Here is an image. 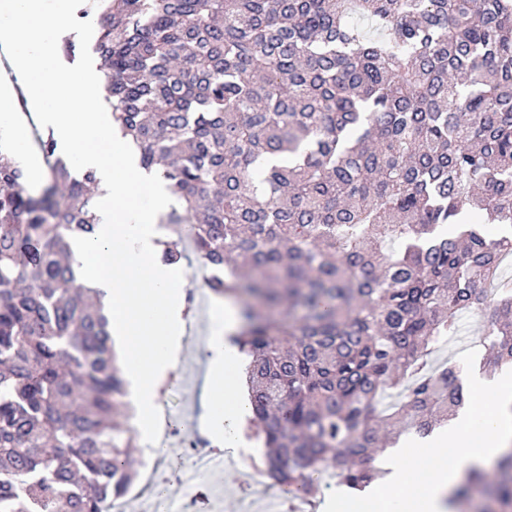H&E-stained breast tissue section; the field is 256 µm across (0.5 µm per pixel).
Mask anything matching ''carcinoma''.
I'll use <instances>...</instances> for the list:
<instances>
[{"label": "carcinoma", "mask_w": 512, "mask_h": 512, "mask_svg": "<svg viewBox=\"0 0 512 512\" xmlns=\"http://www.w3.org/2000/svg\"><path fill=\"white\" fill-rule=\"evenodd\" d=\"M100 18L107 102L164 167L159 261L241 299L247 438L307 501L360 491L381 432L425 435L469 403L434 345L489 311L484 365L512 364V4L508 0H81ZM92 172L27 190L0 142V512H107L135 435L110 322L75 285ZM64 191V201L56 199ZM471 469L465 508L512 512V452Z\"/></svg>", "instance_id": "obj_1"}]
</instances>
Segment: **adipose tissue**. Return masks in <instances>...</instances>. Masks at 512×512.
Returning <instances> with one entry per match:
<instances>
[{"label":"adipose tissue","mask_w":512,"mask_h":512,"mask_svg":"<svg viewBox=\"0 0 512 512\" xmlns=\"http://www.w3.org/2000/svg\"><path fill=\"white\" fill-rule=\"evenodd\" d=\"M64 9L48 0H0V49L25 80L40 107L38 120L51 129L62 153L77 155L94 172L93 234L75 238L72 257L83 283L96 288L112 314V337L130 382L135 425L152 430L158 391L180 361L182 270L153 259L163 233L160 220L173 201L161 168L144 170L116 134L108 112H78L74 105L105 90L100 76H62L54 63L55 31ZM236 324L225 315L212 338L207 417L223 440H235L249 414L237 392L238 352L228 336ZM468 388L488 398L487 410L469 409L444 431L411 437L387 449L390 473L366 499L343 501L337 512H450L448 497L465 472L489 466L512 450V370L469 377Z\"/></svg>","instance_id":"1"}]
</instances>
